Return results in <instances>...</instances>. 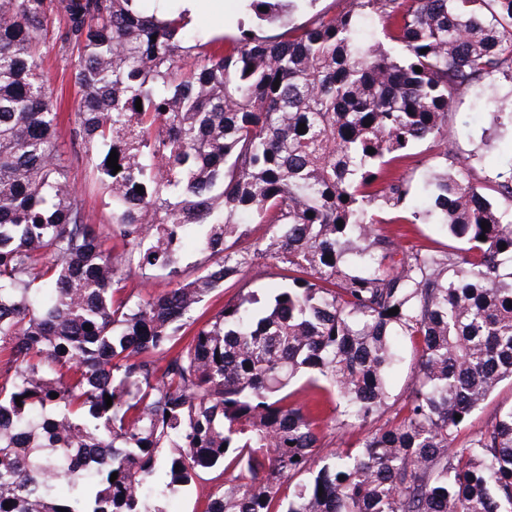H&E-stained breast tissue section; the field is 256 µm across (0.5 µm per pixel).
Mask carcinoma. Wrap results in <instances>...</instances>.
I'll use <instances>...</instances> for the list:
<instances>
[{"label":"carcinoma","mask_w":512,"mask_h":512,"mask_svg":"<svg viewBox=\"0 0 512 512\" xmlns=\"http://www.w3.org/2000/svg\"><path fill=\"white\" fill-rule=\"evenodd\" d=\"M246 2L260 21L280 8ZM216 42L136 0H0V512H163L214 469L203 512H512V403L456 447L512 380V166L486 193L448 133L461 92L512 84V0H351ZM55 44L120 253L69 181L41 70ZM428 140L440 172L423 205L409 170ZM432 216L446 250L383 229ZM251 224L273 232L229 254ZM188 241L203 260L185 282ZM258 258L283 265L281 286L197 325ZM133 272L174 287L118 296ZM407 342V394L353 446L326 445L282 394L307 374L343 402L340 425L365 423ZM350 1L351 0H317L312 7L307 5L301 6L292 13L289 19L288 15L282 16L280 14L275 19L264 21L255 31L262 35H277L288 28L289 20L290 25H299L304 23L310 15L316 12H327L329 14L339 13L350 5ZM512 399V390L509 381H504L495 390L491 397L486 401L481 409L476 411L473 416L472 423L463 429L458 437L456 446L462 448L466 445L469 434L490 422L495 414L496 409L502 404H508Z\"/></svg>","instance_id":"cac0c4a2"}]
</instances>
